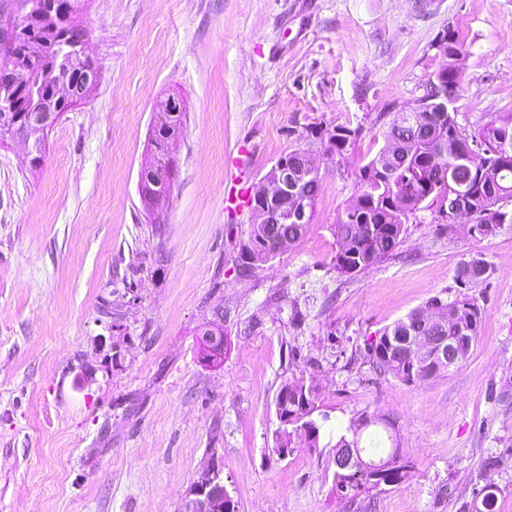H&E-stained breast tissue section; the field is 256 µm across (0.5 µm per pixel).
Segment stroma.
I'll return each instance as SVG.
<instances>
[{
    "label": "stroma",
    "mask_w": 512,
    "mask_h": 512,
    "mask_svg": "<svg viewBox=\"0 0 512 512\" xmlns=\"http://www.w3.org/2000/svg\"><path fill=\"white\" fill-rule=\"evenodd\" d=\"M98 81L42 136L31 162L0 142V512H182L218 464L238 512H347L333 446L363 414L392 420L408 479L362 512H471L498 489L512 512V224L483 239L437 205L408 214L402 245L369 269L335 268L334 226L356 173L465 48L453 107L467 132L512 115V0H80ZM179 102L171 192L147 205L161 103ZM344 126L343 156L314 149L320 192L301 239L248 275L250 209L228 208L232 160L251 184ZM491 275L460 290L459 264ZM475 298L484 321L466 362L417 384L380 375L371 337L438 297ZM224 329L221 357L201 330ZM313 378L318 447H273L282 383Z\"/></svg>",
    "instance_id": "1"
}]
</instances>
